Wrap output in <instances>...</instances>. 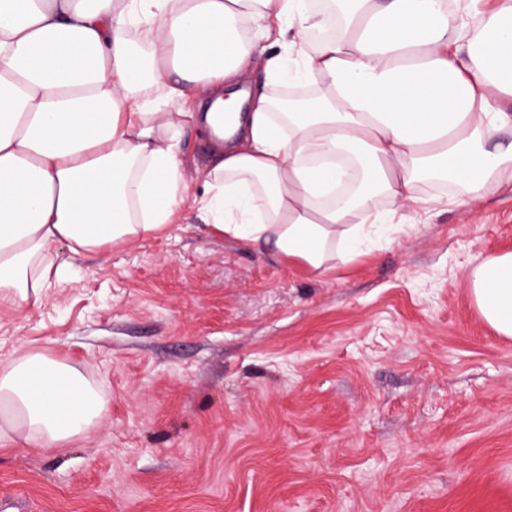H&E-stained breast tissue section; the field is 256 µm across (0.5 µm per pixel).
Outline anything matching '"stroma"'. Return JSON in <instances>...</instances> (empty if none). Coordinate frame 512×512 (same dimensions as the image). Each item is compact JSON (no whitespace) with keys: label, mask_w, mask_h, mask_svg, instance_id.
Here are the masks:
<instances>
[{"label":"stroma","mask_w":512,"mask_h":512,"mask_svg":"<svg viewBox=\"0 0 512 512\" xmlns=\"http://www.w3.org/2000/svg\"><path fill=\"white\" fill-rule=\"evenodd\" d=\"M182 151L176 224L0 308V365L46 352L108 409L1 449L0 512H512V338L466 286L512 251V187L403 210L319 276L206 224L210 148Z\"/></svg>","instance_id":"35a3bbf8"}]
</instances>
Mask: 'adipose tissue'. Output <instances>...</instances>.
<instances>
[{"mask_svg": "<svg viewBox=\"0 0 512 512\" xmlns=\"http://www.w3.org/2000/svg\"><path fill=\"white\" fill-rule=\"evenodd\" d=\"M0 0V308L37 304L81 255L180 216L181 132L212 138L196 205L218 231L309 271L348 263L425 183L481 197L512 180V0ZM279 25L266 73L304 109L232 92L253 34ZM209 107L185 110L195 88ZM467 286L512 338V252ZM80 369L33 350L0 366V444L62 448L106 415Z\"/></svg>", "mask_w": 512, "mask_h": 512, "instance_id": "obj_1", "label": "adipose tissue"}]
</instances>
